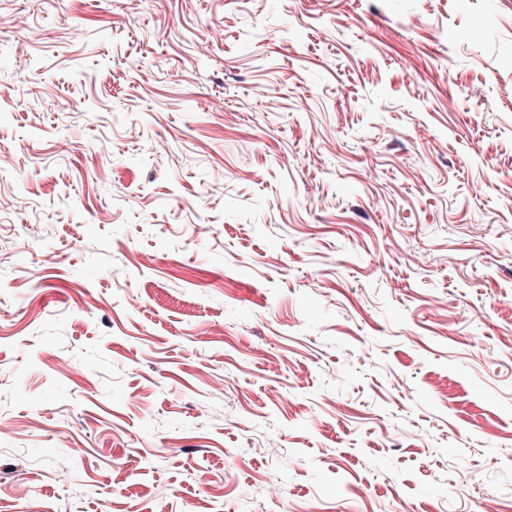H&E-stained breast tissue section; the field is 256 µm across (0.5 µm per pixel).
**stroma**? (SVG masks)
Segmentation results:
<instances>
[{
	"label": "stroma",
	"mask_w": 512,
	"mask_h": 512,
	"mask_svg": "<svg viewBox=\"0 0 512 512\" xmlns=\"http://www.w3.org/2000/svg\"><path fill=\"white\" fill-rule=\"evenodd\" d=\"M1 151L0 512H512V0H0Z\"/></svg>",
	"instance_id": "obj_1"
}]
</instances>
